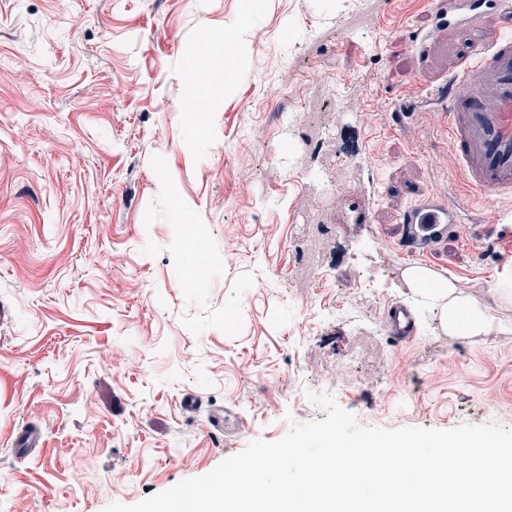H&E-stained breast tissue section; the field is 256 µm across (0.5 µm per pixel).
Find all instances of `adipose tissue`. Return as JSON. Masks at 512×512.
<instances>
[{
    "instance_id": "obj_1",
    "label": "adipose tissue",
    "mask_w": 512,
    "mask_h": 512,
    "mask_svg": "<svg viewBox=\"0 0 512 512\" xmlns=\"http://www.w3.org/2000/svg\"><path fill=\"white\" fill-rule=\"evenodd\" d=\"M417 303L439 309L448 332L454 336H488L496 326L485 306L459 289L455 279L443 278L423 267L406 272Z\"/></svg>"
}]
</instances>
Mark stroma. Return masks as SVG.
<instances>
[{
    "mask_svg": "<svg viewBox=\"0 0 512 512\" xmlns=\"http://www.w3.org/2000/svg\"><path fill=\"white\" fill-rule=\"evenodd\" d=\"M231 25L234 82L184 112ZM460 42L426 0H0V512L137 503L325 419L313 393L368 427L512 429V334L384 323L411 204L512 225L443 125ZM434 264L512 324V237Z\"/></svg>",
    "mask_w": 512,
    "mask_h": 512,
    "instance_id": "1",
    "label": "stroma"
}]
</instances>
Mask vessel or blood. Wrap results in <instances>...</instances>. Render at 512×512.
Returning a JSON list of instances; mask_svg holds the SVG:
<instances>
[{
	"label": "vessel or blood",
	"mask_w": 512,
	"mask_h": 512,
	"mask_svg": "<svg viewBox=\"0 0 512 512\" xmlns=\"http://www.w3.org/2000/svg\"><path fill=\"white\" fill-rule=\"evenodd\" d=\"M498 33L461 25L466 67L454 79L455 89L444 114L448 136L469 188L480 200L512 193V0H494ZM408 226L409 252L430 258L440 237L457 232L447 205L423 202L402 217ZM384 319L399 341H410L414 322L409 310L390 304Z\"/></svg>",
	"instance_id": "b4317fda"
}]
</instances>
